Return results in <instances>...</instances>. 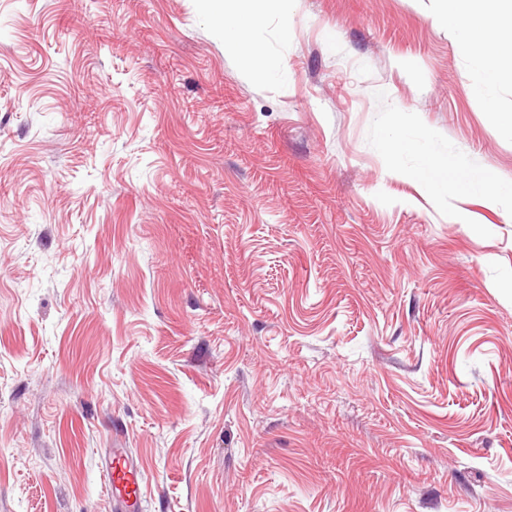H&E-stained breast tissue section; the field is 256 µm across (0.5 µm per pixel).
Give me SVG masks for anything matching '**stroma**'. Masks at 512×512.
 <instances>
[{
    "label": "stroma",
    "instance_id": "35a3bbf8",
    "mask_svg": "<svg viewBox=\"0 0 512 512\" xmlns=\"http://www.w3.org/2000/svg\"><path fill=\"white\" fill-rule=\"evenodd\" d=\"M446 0H0V512H512V51ZM476 170L424 194L392 116ZM210 11L224 40V48L239 57L245 67L259 65L268 75H276L273 63L265 57L258 37L261 24L260 5L269 3L288 22L292 0H198ZM234 19L230 22L229 17ZM501 2V13L486 12V17L475 18L477 11L466 19L456 10H450L446 15L448 29L455 36L456 46L459 52L467 55L473 64L488 77H494L498 73V57L484 48L479 42V32L494 34L505 19H509V28L506 41L512 40V1L496 0ZM130 459L124 448H114L106 463V476L112 489V498L121 510L123 505L135 506L142 496L140 471Z\"/></svg>",
    "mask_w": 512,
    "mask_h": 512
}]
</instances>
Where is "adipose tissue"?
I'll return each instance as SVG.
<instances>
[{
	"instance_id": "1",
	"label": "adipose tissue",
	"mask_w": 512,
	"mask_h": 512,
	"mask_svg": "<svg viewBox=\"0 0 512 512\" xmlns=\"http://www.w3.org/2000/svg\"><path fill=\"white\" fill-rule=\"evenodd\" d=\"M500 2V11L478 19L464 17L454 10L446 15V23L455 36L458 51L467 55L479 70L490 77L498 72V58L482 46L479 36L494 34L503 20H512V0ZM201 3L213 14L225 49L237 55L245 67L258 65L267 74H275L276 68L266 58L258 37L260 6L271 4L286 16L291 12L292 0H201ZM380 146L393 154L397 170L422 176L424 187L434 192L446 190L447 185L434 180L433 172L467 164L465 158L449 155L446 143L420 125L390 124Z\"/></svg>"
}]
</instances>
